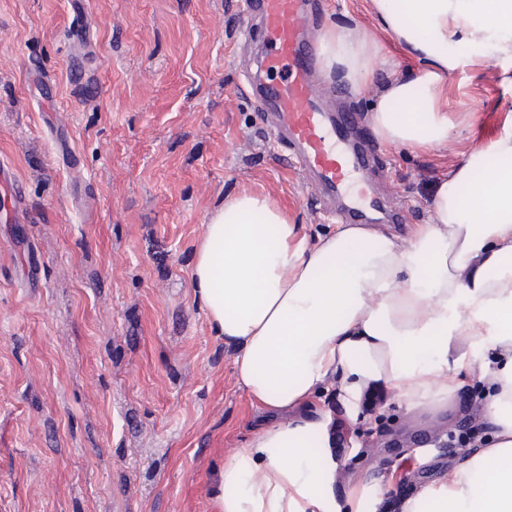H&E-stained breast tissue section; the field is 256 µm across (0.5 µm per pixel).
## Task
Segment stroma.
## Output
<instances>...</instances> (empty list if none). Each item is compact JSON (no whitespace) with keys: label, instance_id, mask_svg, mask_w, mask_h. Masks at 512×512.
Segmentation results:
<instances>
[{"label":"stroma","instance_id":"stroma-1","mask_svg":"<svg viewBox=\"0 0 512 512\" xmlns=\"http://www.w3.org/2000/svg\"><path fill=\"white\" fill-rule=\"evenodd\" d=\"M315 34L374 28L369 0H307ZM266 53L240 0H0V512H218L224 461L261 427L330 414L339 504L361 512L406 473L409 495L461 459L433 447L487 385L465 373L452 408L395 395L349 412L337 377L313 405L269 409L234 373L236 351L193 296L190 271L225 195L268 196L311 239L338 228L341 201L306 187L246 85ZM376 68L341 92L368 157L355 188L383 228L429 218L432 187L498 136L512 86L497 67L448 75V143L379 141ZM24 208L27 221L15 223Z\"/></svg>","mask_w":512,"mask_h":512}]
</instances>
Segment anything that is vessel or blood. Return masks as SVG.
Wrapping results in <instances>:
<instances>
[{
  "instance_id": "1",
  "label": "vessel or blood",
  "mask_w": 512,
  "mask_h": 512,
  "mask_svg": "<svg viewBox=\"0 0 512 512\" xmlns=\"http://www.w3.org/2000/svg\"><path fill=\"white\" fill-rule=\"evenodd\" d=\"M245 24L259 22L269 53L263 64L273 72L260 94L269 131L287 137L294 148L291 166L317 187L349 194L353 180L368 164L348 136L345 118H332L313 76L319 56L307 37L303 0H244Z\"/></svg>"
}]
</instances>
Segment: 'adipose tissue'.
<instances>
[{
    "instance_id": "adipose-tissue-1",
    "label": "adipose tissue",
    "mask_w": 512,
    "mask_h": 512,
    "mask_svg": "<svg viewBox=\"0 0 512 512\" xmlns=\"http://www.w3.org/2000/svg\"><path fill=\"white\" fill-rule=\"evenodd\" d=\"M383 32L418 76L389 71L371 115L380 141L447 143L450 70L512 60V0H371ZM375 40L340 24L322 36L323 66L353 88L373 75ZM192 283L209 320L234 345L238 381L258 403H309L338 376L345 403L370 387L410 408L447 400L469 358L493 350L480 420L488 447L467 451L440 487L405 512H512V113L487 146L438 181L427 223L408 237L344 224L310 241L267 197H226L210 217ZM329 415L257 431L224 462L220 512H336L338 464Z\"/></svg>"
}]
</instances>
